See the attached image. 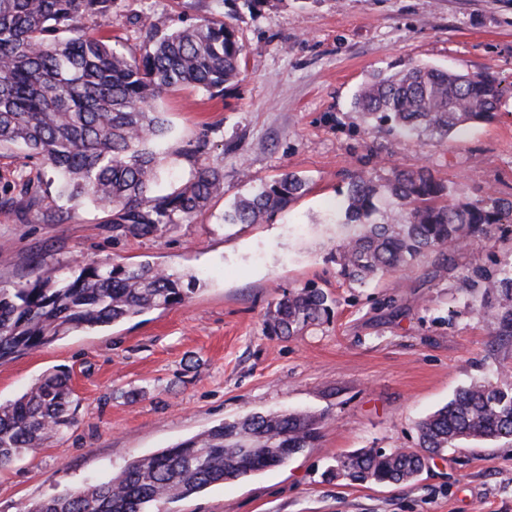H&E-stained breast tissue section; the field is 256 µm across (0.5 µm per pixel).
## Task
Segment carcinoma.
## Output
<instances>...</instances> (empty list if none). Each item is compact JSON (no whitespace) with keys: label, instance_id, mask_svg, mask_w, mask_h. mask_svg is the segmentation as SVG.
Here are the masks:
<instances>
[{"label":"carcinoma","instance_id":"cac0c4a2","mask_svg":"<svg viewBox=\"0 0 512 512\" xmlns=\"http://www.w3.org/2000/svg\"><path fill=\"white\" fill-rule=\"evenodd\" d=\"M117 0H0V144L21 143L62 175L72 200L112 211V230L147 237L189 222L224 192L223 176L198 163L173 190H153L168 127L156 102L166 91L198 87L221 93L243 73L244 44L221 18L201 16L162 34L139 20L142 53L128 56L86 26L107 21ZM503 96L489 72L413 63L361 85L354 106L391 131L445 142L464 125L491 120ZM388 175L351 176L336 224L331 259L360 286L479 245L486 229L512 224V200L470 197L426 165ZM293 173L235 200L226 224H259L306 192ZM197 278L148 262L129 267L82 260L67 272L42 265L35 280L0 288V360L42 349L72 331L128 320L150 308L185 303ZM477 315L490 334L512 341V267L485 278ZM320 288L284 294L266 313L271 336H296L333 312ZM70 376H43L13 402L0 404V466L40 448L72 420ZM320 418L307 412L254 413L224 422L119 475L32 504L27 512H152L214 484L279 467L318 439ZM415 449L360 448L336 457L329 475L378 485L410 483L426 462L473 442L512 445V369L461 388L417 425Z\"/></svg>","mask_w":512,"mask_h":512}]
</instances>
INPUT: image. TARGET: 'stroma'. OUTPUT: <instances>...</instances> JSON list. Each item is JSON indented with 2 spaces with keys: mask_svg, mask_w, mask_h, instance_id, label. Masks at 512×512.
I'll return each instance as SVG.
<instances>
[{
  "mask_svg": "<svg viewBox=\"0 0 512 512\" xmlns=\"http://www.w3.org/2000/svg\"><path fill=\"white\" fill-rule=\"evenodd\" d=\"M213 0H118L99 33L139 55L138 20L169 31L210 13ZM245 45L241 81L221 95L180 88L158 108L173 129L176 171L186 150L224 175V193L191 223L155 236L113 231L112 214L61 197L57 175L0 145V286L34 280L40 262L110 258L192 273L180 305L80 330L0 361V404L43 375L71 376L73 420L41 448L0 467V512L112 478L130 462L255 412L322 417L314 447L287 465L209 486L165 512H512V446L451 448L412 484L331 480L336 456L417 443L416 424L476 379L512 365L460 287L466 267L512 264V234L492 231L476 253L456 254L446 278L434 258L361 287L330 258L331 219L348 176L381 159L429 166L470 196L512 198V0H224ZM494 73L506 89L496 118L442 145L367 123L352 98L369 74L408 64ZM291 172L304 195L262 224H227L225 211L260 184ZM336 302L330 318L291 337L264 332L284 291L306 284Z\"/></svg>",
  "mask_w": 512,
  "mask_h": 512,
  "instance_id": "stroma-1",
  "label": "stroma"
}]
</instances>
